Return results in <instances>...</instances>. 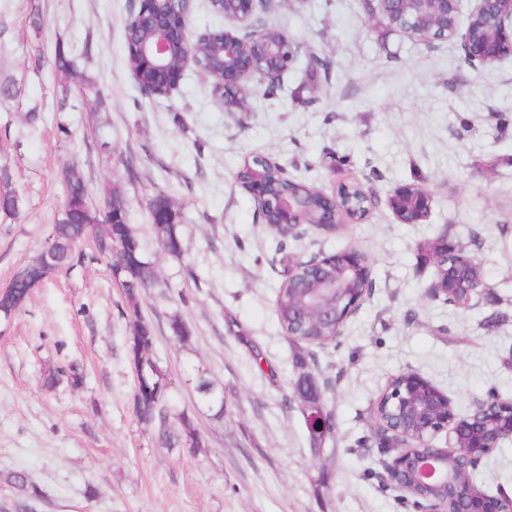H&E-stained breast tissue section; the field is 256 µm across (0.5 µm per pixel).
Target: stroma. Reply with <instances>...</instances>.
<instances>
[{"instance_id": "1", "label": "stroma", "mask_w": 512, "mask_h": 512, "mask_svg": "<svg viewBox=\"0 0 512 512\" xmlns=\"http://www.w3.org/2000/svg\"><path fill=\"white\" fill-rule=\"evenodd\" d=\"M131 0H0V165L20 197L19 216L0 215V285L42 247L64 205L63 177L78 166L94 202L120 186L127 222L156 265L158 287L142 311L156 327L155 357L169 371L170 399L193 409L201 448H162L134 411L135 374L125 298L106 259L85 262L33 289L0 328V503L22 502L7 480L24 472L41 492L36 512H423L377 478L372 408L389 378L413 371L460 411L496 394L512 399V55L468 65L459 38L432 42L383 27L368 0H271L261 19L327 60L318 91L304 61L276 95L252 89L245 112L228 113L211 79L187 69L179 87L156 97L136 84L125 52ZM40 15L41 27L31 23ZM64 45L100 92L72 95L59 110L58 84L37 55ZM38 107L41 122L25 113ZM473 127L457 135L460 120ZM70 137H61L58 125ZM111 142L102 153L99 141ZM261 154L328 192L335 176L374 196L369 217L299 240L278 241L252 197L234 181ZM413 184L432 208L417 224L397 221L390 191ZM175 203L183 251L166 253L146 202ZM447 234L473 250L485 288L460 311L425 289L433 265L419 248ZM353 246L372 263L374 285L336 342L315 348L335 434L315 454L293 394L294 347L275 314L283 255L307 260ZM507 318L485 329L493 311ZM179 314L187 343L168 327ZM73 367L79 385H47L49 371ZM224 388L222 419L200 407L199 376ZM482 489L512 496V439L473 471Z\"/></svg>"}]
</instances>
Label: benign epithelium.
Listing matches in <instances>:
<instances>
[{
  "instance_id": "1",
  "label": "benign epithelium",
  "mask_w": 512,
  "mask_h": 512,
  "mask_svg": "<svg viewBox=\"0 0 512 512\" xmlns=\"http://www.w3.org/2000/svg\"><path fill=\"white\" fill-rule=\"evenodd\" d=\"M167 0H133L134 11L153 24L152 42L144 46L151 54L156 73L142 79L135 73L138 86L149 95L162 89L171 94L179 86L186 67H199L196 44L204 38L217 36L210 32L193 36L187 21L192 12L193 0H184L186 10L169 13L162 8ZM223 5L222 15L236 24L234 30H224L218 36L222 46L223 63L220 96L243 95L251 82L266 91L282 86L283 77L290 69L297 42L286 36L271 42L264 32L256 30L251 21L258 11L267 7V0H215ZM375 11L383 16L404 20L399 29L423 38L447 39L456 35L457 29H448V16L459 17L461 0H374ZM486 18L489 34L475 39L471 30L461 36V50L464 59L471 65L492 64L512 53V0H475L470 18ZM181 47L183 56L174 63L169 55L173 46ZM271 173L262 168L252 170L243 178L235 173L234 180L254 199L257 210L267 224H284L286 236L302 235V224L298 220L306 198L300 194L273 196L268 192ZM432 195L424 188L401 186L392 191L388 206L395 218L404 224H417L428 215ZM338 194L326 197L321 223L334 224L340 214ZM454 260H446L435 266L433 279L426 287V295L437 299L446 290L459 287L460 276L473 261L452 247ZM309 266L316 271V277L326 278L332 283L335 300L321 308L315 315L324 326L333 325L340 329L345 321L359 307L363 296L350 294L353 282L360 276L371 280L365 254L357 248L348 247L333 254H320L311 258ZM29 268L34 275L28 280L33 289L62 270L53 250L45 247L29 259ZM25 298L10 294V287H0V318H9L24 303ZM300 410L309 421L320 419L322 425L314 431L313 439L320 443L322 451L325 441L332 437L334 428L326 411L304 394L299 397ZM476 412L480 417L462 415L457 411L452 398L431 382L412 371L403 372L401 390L395 397V412L392 419L396 426L387 429L373 427L371 439L378 448L393 452L390 459L383 461V472L379 479L386 485L399 490L414 478L422 484L437 488L447 497L461 505V512H506L505 495L483 493L473 494V485L454 477L448 468V456L452 448L464 446L470 449L466 467L474 468L483 458L499 448L501 441L512 436V400L495 398L482 403ZM446 433L448 447L435 448L430 440L440 433Z\"/></svg>"
}]
</instances>
